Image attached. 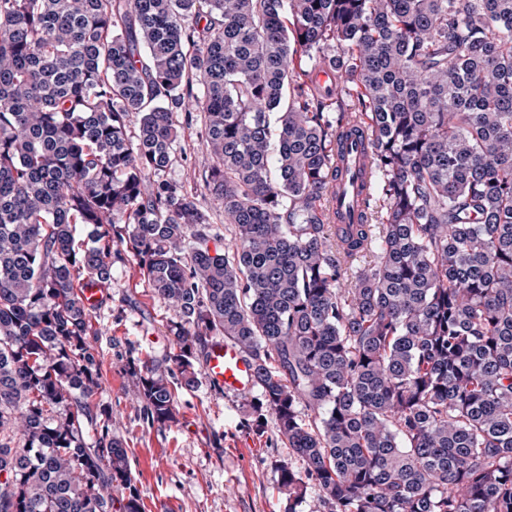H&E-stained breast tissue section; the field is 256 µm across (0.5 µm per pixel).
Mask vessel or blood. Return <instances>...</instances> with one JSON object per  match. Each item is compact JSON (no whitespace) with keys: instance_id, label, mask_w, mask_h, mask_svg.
<instances>
[{"instance_id":"vessel-or-blood-1","label":"vessel or blood","mask_w":512,"mask_h":512,"mask_svg":"<svg viewBox=\"0 0 512 512\" xmlns=\"http://www.w3.org/2000/svg\"><path fill=\"white\" fill-rule=\"evenodd\" d=\"M203 371L216 388L231 395H246L255 385L253 364L235 344L217 341L208 349Z\"/></svg>"}]
</instances>
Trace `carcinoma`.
Masks as SVG:
<instances>
[{"instance_id": "1", "label": "carcinoma", "mask_w": 512, "mask_h": 512, "mask_svg": "<svg viewBox=\"0 0 512 512\" xmlns=\"http://www.w3.org/2000/svg\"><path fill=\"white\" fill-rule=\"evenodd\" d=\"M194 110L223 252L163 178ZM353 135L370 193L332 224ZM124 248L176 315L180 386L129 367L151 422L222 337L290 504L512 512V0H0V512H142L83 300Z\"/></svg>"}]
</instances>
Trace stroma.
<instances>
[{
  "instance_id": "stroma-1",
  "label": "stroma",
  "mask_w": 512,
  "mask_h": 512,
  "mask_svg": "<svg viewBox=\"0 0 512 512\" xmlns=\"http://www.w3.org/2000/svg\"><path fill=\"white\" fill-rule=\"evenodd\" d=\"M204 151L200 118L183 121L165 176L186 187L209 213L217 244L227 246L235 227L225 223L223 208L202 179ZM108 294L92 311L94 355L101 370L95 402L111 414L112 433L128 450L143 512H288L275 466L293 456L274 423L260 433L252 430L246 397L224 393L202 379L194 389L180 390L172 422L147 421L128 367H168L175 346L168 324L175 313L153 296L143 269L129 254L113 265Z\"/></svg>"
}]
</instances>
